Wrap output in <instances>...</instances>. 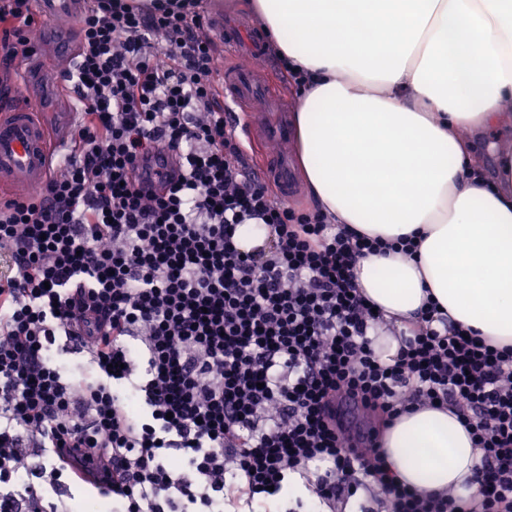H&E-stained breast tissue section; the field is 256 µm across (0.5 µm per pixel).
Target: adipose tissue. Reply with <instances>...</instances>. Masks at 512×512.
Segmentation results:
<instances>
[{"label":"adipose tissue","mask_w":512,"mask_h":512,"mask_svg":"<svg viewBox=\"0 0 512 512\" xmlns=\"http://www.w3.org/2000/svg\"><path fill=\"white\" fill-rule=\"evenodd\" d=\"M279 58L306 73L288 116L317 207L369 237L414 239L359 259L361 291L391 332L427 298L512 346V142L477 155L512 100V0H253ZM395 480L462 499L481 452L446 409L418 407L383 434Z\"/></svg>","instance_id":"1"}]
</instances>
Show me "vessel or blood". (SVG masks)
Wrapping results in <instances>:
<instances>
[{"label": "vessel or blood", "instance_id": "obj_1", "mask_svg": "<svg viewBox=\"0 0 512 512\" xmlns=\"http://www.w3.org/2000/svg\"><path fill=\"white\" fill-rule=\"evenodd\" d=\"M87 0H36L38 17L53 40L57 86L67 112H46L30 83L39 71L41 54L28 56L18 68L17 93L7 111L0 113V204L25 201L32 188L41 186L50 172L53 154H65L83 114L75 104L81 91L70 79L76 56L74 16L82 14ZM208 29L216 54L227 63L219 73L225 128L235 135H256L251 175L268 182L280 198L293 196L295 173L288 152L292 129L288 123V98L269 73L271 60L255 30L240 18L225 19L209 12Z\"/></svg>", "mask_w": 512, "mask_h": 512}]
</instances>
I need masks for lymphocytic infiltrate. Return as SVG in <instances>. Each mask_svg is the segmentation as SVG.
<instances>
[{"label":"lymphocytic infiltrate","instance_id":"lymphocytic-infiltrate-1","mask_svg":"<svg viewBox=\"0 0 512 512\" xmlns=\"http://www.w3.org/2000/svg\"><path fill=\"white\" fill-rule=\"evenodd\" d=\"M205 0H90L74 81L83 123L25 203L0 206V512H49L96 469L112 512L270 507L289 475L326 506L363 480L391 512H512V348L427 300L390 361L360 257L386 242L279 200L224 128ZM34 0H0V69L32 46ZM180 161L159 168L163 152ZM268 228L242 250L239 224ZM90 348L75 381L57 337ZM392 421L454 409L482 452L478 499L397 483L382 430L345 438L333 407ZM181 451L174 466L168 450Z\"/></svg>","mask_w":512,"mask_h":512}]
</instances>
